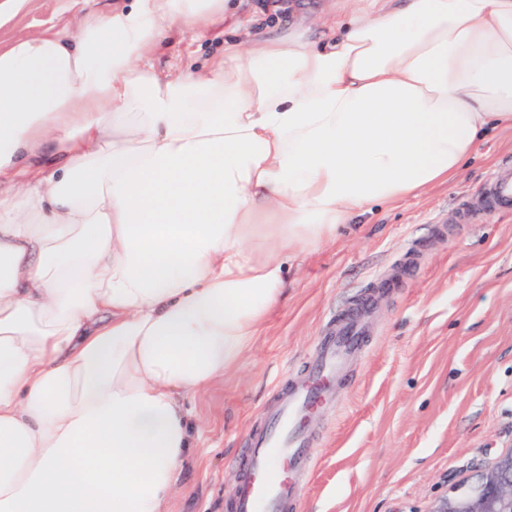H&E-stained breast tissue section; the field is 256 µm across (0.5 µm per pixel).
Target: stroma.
<instances>
[{
  "label": "stroma",
  "mask_w": 512,
  "mask_h": 512,
  "mask_svg": "<svg viewBox=\"0 0 512 512\" xmlns=\"http://www.w3.org/2000/svg\"><path fill=\"white\" fill-rule=\"evenodd\" d=\"M346 10L345 0H288V23L315 37ZM79 17L72 0H30L0 40L49 27L71 34ZM223 51L220 35H174L150 62L164 73ZM508 161L512 128H500L457 178L375 208L333 244L288 260L285 297L238 366L184 400L193 446L168 512H224L235 462L276 383L310 356L326 316L413 246L425 260L378 296L370 350L341 405L312 418L315 466L299 512H427L512 450V213L455 218ZM441 217L444 240L434 229Z\"/></svg>",
  "instance_id": "1"
}]
</instances>
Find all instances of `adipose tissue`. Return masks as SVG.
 Masks as SVG:
<instances>
[{
  "instance_id": "ef3b65f1",
  "label": "adipose tissue",
  "mask_w": 512,
  "mask_h": 512,
  "mask_svg": "<svg viewBox=\"0 0 512 512\" xmlns=\"http://www.w3.org/2000/svg\"><path fill=\"white\" fill-rule=\"evenodd\" d=\"M227 3L0 42V512H166L184 398L238 364L287 259L512 127V0H369L316 40L146 63Z\"/></svg>"
}]
</instances>
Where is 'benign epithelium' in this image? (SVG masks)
Returning a JSON list of instances; mask_svg holds the SVG:
<instances>
[{"mask_svg":"<svg viewBox=\"0 0 512 512\" xmlns=\"http://www.w3.org/2000/svg\"><path fill=\"white\" fill-rule=\"evenodd\" d=\"M480 490L435 501L428 512H512V453L479 474Z\"/></svg>","mask_w":512,"mask_h":512,"instance_id":"1","label":"benign epithelium"}]
</instances>
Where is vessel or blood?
<instances>
[{"label":"vessel or blood","instance_id":"1","mask_svg":"<svg viewBox=\"0 0 512 512\" xmlns=\"http://www.w3.org/2000/svg\"><path fill=\"white\" fill-rule=\"evenodd\" d=\"M512 211V163L502 165L484 185L460 220L475 212ZM424 251L412 247L394 268L377 277L371 291L360 293L329 318L309 362L274 389L260 424L241 454L239 479L225 501L226 512H297L304 480L313 464L309 426L313 412L336 404L351 383L353 363L369 346L376 296L398 288L421 266Z\"/></svg>","mask_w":512,"mask_h":512}]
</instances>
